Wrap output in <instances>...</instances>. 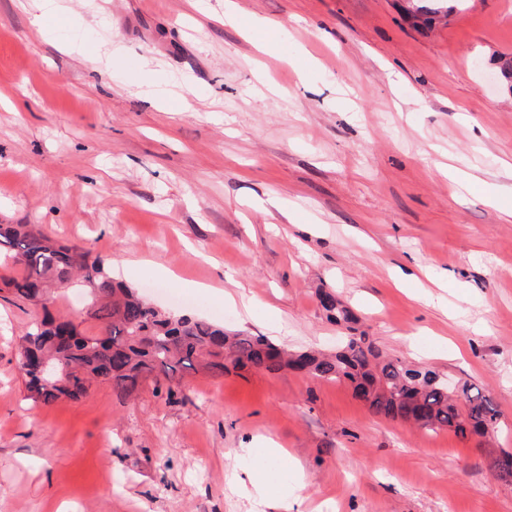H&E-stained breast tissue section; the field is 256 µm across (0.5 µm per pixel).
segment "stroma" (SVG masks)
I'll return each mask as SVG.
<instances>
[{
    "instance_id": "stroma-1",
    "label": "stroma",
    "mask_w": 512,
    "mask_h": 512,
    "mask_svg": "<svg viewBox=\"0 0 512 512\" xmlns=\"http://www.w3.org/2000/svg\"><path fill=\"white\" fill-rule=\"evenodd\" d=\"M60 2L40 30L34 0H0V224L295 352L341 347L333 294L384 354L484 387L500 427L382 419L294 370L36 403L16 361L41 309L5 287L0 512H512L482 452L512 451V0H451L430 26L423 0H234L272 35L225 26V0ZM265 439L298 461L284 507L239 485Z\"/></svg>"
}]
</instances>
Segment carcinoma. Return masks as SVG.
I'll return each mask as SVG.
<instances>
[{
	"mask_svg": "<svg viewBox=\"0 0 512 512\" xmlns=\"http://www.w3.org/2000/svg\"><path fill=\"white\" fill-rule=\"evenodd\" d=\"M0 256L16 266L5 284L43 311L42 319L21 337L19 356L63 359L70 367L69 373L44 384L34 365L18 363L35 402L77 399L95 382L127 399L149 378L156 388L163 381L170 383L172 396V383H180L190 371L222 377L232 369L269 374L293 369L317 379L346 381L371 414L428 431L448 428L463 437H486L499 425L500 411L489 395L468 383L455 391L437 372L383 355L354 327L352 310L330 294L321 296L323 307L336 321L348 324L351 334L334 354L303 351L294 356L262 336L161 311L135 289L114 281L107 258L77 244H63L30 224H0ZM53 282L86 291L94 332L82 333L72 320L51 311L48 290ZM486 460L500 480L512 483V452L488 451Z\"/></svg>",
	"mask_w": 512,
	"mask_h": 512,
	"instance_id": "1",
	"label": "carcinoma"
}]
</instances>
